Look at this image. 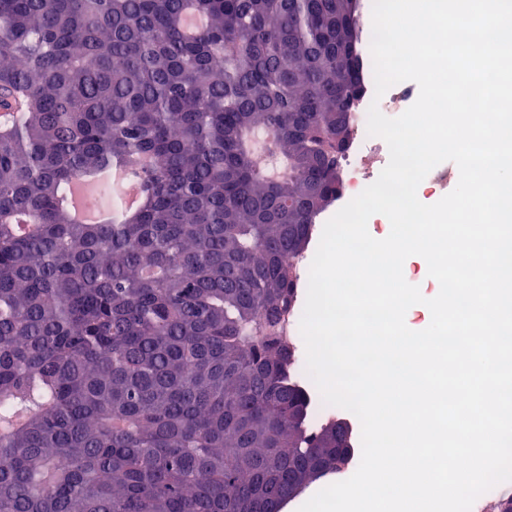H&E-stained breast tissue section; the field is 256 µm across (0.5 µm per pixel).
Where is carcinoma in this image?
Here are the masks:
<instances>
[{
	"instance_id": "carcinoma-1",
	"label": "carcinoma",
	"mask_w": 512,
	"mask_h": 512,
	"mask_svg": "<svg viewBox=\"0 0 512 512\" xmlns=\"http://www.w3.org/2000/svg\"><path fill=\"white\" fill-rule=\"evenodd\" d=\"M360 26L358 0H0V512H271L354 458L275 328ZM109 165L149 193L75 222ZM120 182L125 186L123 207L125 212L135 208L141 196L145 193L144 182L134 174L122 170L105 167L87 172L79 180L77 187L70 189L64 201L76 221L81 224H106L112 222V209L103 206L90 208L85 203L86 196L103 182ZM296 378L303 385H307L310 388V390L314 396V404L313 405L315 408V415L313 417V423L319 424V423H322L324 420L335 417L336 411H338V410L343 411L344 413H346L349 416H355L353 413H351L350 411H347L343 408L336 407V406H328V405H324L322 403L318 389L316 388L315 384L313 383V381L310 379V377L306 373V359H303L300 362V364L297 368Z\"/></svg>"
}]
</instances>
